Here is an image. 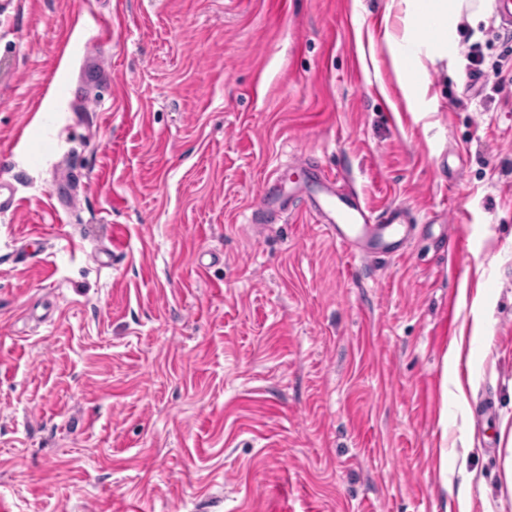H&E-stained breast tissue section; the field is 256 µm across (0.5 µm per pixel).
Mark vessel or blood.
<instances>
[{"mask_svg":"<svg viewBox=\"0 0 512 512\" xmlns=\"http://www.w3.org/2000/svg\"><path fill=\"white\" fill-rule=\"evenodd\" d=\"M308 208L322 218V229L346 252L368 262L378 255H397L410 238V227L399 207L376 211L354 194H336L326 176H309L298 187Z\"/></svg>","mask_w":512,"mask_h":512,"instance_id":"1","label":"vessel or blood"}]
</instances>
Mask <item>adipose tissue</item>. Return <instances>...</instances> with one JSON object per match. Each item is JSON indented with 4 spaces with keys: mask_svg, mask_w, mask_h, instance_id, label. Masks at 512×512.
<instances>
[{
    "mask_svg": "<svg viewBox=\"0 0 512 512\" xmlns=\"http://www.w3.org/2000/svg\"><path fill=\"white\" fill-rule=\"evenodd\" d=\"M411 23L392 42L398 60L447 55L457 38L464 0H401Z\"/></svg>",
    "mask_w": 512,
    "mask_h": 512,
    "instance_id": "obj_1",
    "label": "adipose tissue"
}]
</instances>
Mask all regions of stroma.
Instances as JSON below:
<instances>
[{
  "label": "stroma",
  "mask_w": 512,
  "mask_h": 512,
  "mask_svg": "<svg viewBox=\"0 0 512 512\" xmlns=\"http://www.w3.org/2000/svg\"><path fill=\"white\" fill-rule=\"evenodd\" d=\"M404 26L387 0H0V512H458L463 483L512 512V85L461 56L510 71L512 37L464 14L402 63ZM308 166L404 208V252L254 212Z\"/></svg>",
  "instance_id": "1"
}]
</instances>
